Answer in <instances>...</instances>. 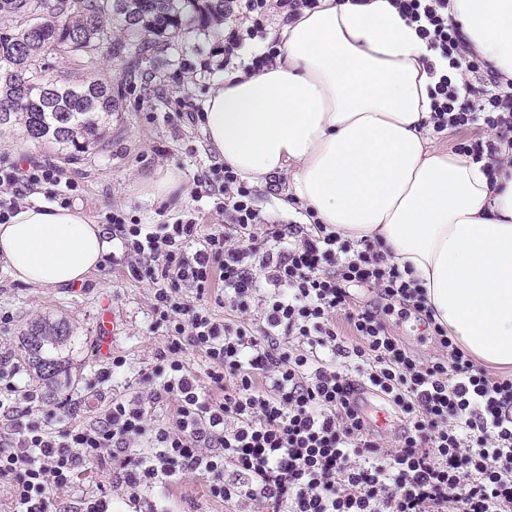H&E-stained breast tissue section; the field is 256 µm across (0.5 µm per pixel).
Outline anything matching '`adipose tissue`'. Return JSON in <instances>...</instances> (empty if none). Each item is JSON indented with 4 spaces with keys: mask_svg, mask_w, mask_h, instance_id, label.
<instances>
[{
    "mask_svg": "<svg viewBox=\"0 0 512 512\" xmlns=\"http://www.w3.org/2000/svg\"><path fill=\"white\" fill-rule=\"evenodd\" d=\"M452 11L475 52L512 79V0H453ZM448 71L393 0H319L282 26L273 65L211 89L202 129L250 183L291 170L301 207L347 238L382 242L413 267L450 336L509 367L512 166L488 182L481 164L425 136L429 89ZM111 251L104 227L74 207L27 203L0 224V264L25 284L82 282Z\"/></svg>",
    "mask_w": 512,
    "mask_h": 512,
    "instance_id": "1",
    "label": "adipose tissue"
}]
</instances>
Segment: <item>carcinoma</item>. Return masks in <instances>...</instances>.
Returning a JSON list of instances; mask_svg holds the SVG:
<instances>
[{
  "label": "carcinoma",
  "mask_w": 512,
  "mask_h": 512,
  "mask_svg": "<svg viewBox=\"0 0 512 512\" xmlns=\"http://www.w3.org/2000/svg\"><path fill=\"white\" fill-rule=\"evenodd\" d=\"M0 12L21 20L0 28V123L19 125L29 138L68 154L101 145L118 99L106 80L47 78L48 57L72 52L91 59L103 47L118 57H140L166 47L197 21L222 23L224 0H0ZM115 25L123 39L114 42ZM72 338L66 321L40 320L22 334L20 347L35 373L50 382L65 371Z\"/></svg>",
  "instance_id": "cac0c4a2"
}]
</instances>
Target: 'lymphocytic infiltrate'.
<instances>
[{
  "mask_svg": "<svg viewBox=\"0 0 512 512\" xmlns=\"http://www.w3.org/2000/svg\"><path fill=\"white\" fill-rule=\"evenodd\" d=\"M317 3L243 0L246 36L263 32L271 6L290 23ZM449 4L395 0L429 48L462 71L460 83L443 75L430 90L432 136L484 129L455 150L492 181L512 159V81L475 54ZM243 37L229 34L225 57ZM193 183L223 223H199L192 212L163 224L119 208L104 216L127 275L150 286L152 330L167 338L132 395L72 426L69 402L43 410L36 388L19 390L13 373L0 371V385L27 402L0 438V488L12 512H51L86 463L105 467L133 501L143 488L162 494L198 472L212 497L256 512H512V379L491 376L449 336L412 266L314 218L270 219L227 165ZM77 190L56 163L1 162L0 224L31 195L67 207ZM354 287L374 292L377 304L350 309ZM340 313L350 336L336 326ZM393 314L427 326L429 360L390 332ZM191 350L207 361L203 375L186 368ZM362 385L399 420L395 447L359 399ZM212 386L223 400L211 398Z\"/></svg>",
  "mask_w": 512,
  "mask_h": 512,
  "instance_id": "obj_1",
  "label": "lymphocytic infiltrate"
}]
</instances>
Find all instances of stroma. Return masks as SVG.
<instances>
[{
    "mask_svg": "<svg viewBox=\"0 0 512 512\" xmlns=\"http://www.w3.org/2000/svg\"><path fill=\"white\" fill-rule=\"evenodd\" d=\"M241 23L242 9L237 6L222 24L195 29L176 40L164 55L135 68L124 59L113 58L106 50L100 51L90 63L68 53L48 60L50 78L71 83L111 81L119 108L112 114L104 144L65 160L53 146L31 140L22 129L6 128L0 130V160L28 156L63 162L69 176L80 186L74 205L97 223L112 207L120 205L144 224L171 221L187 210L198 211L203 223H216L210 198L190 196L164 208L143 201L141 190L168 168H176L188 181L216 163L201 124L171 121L167 114L171 99L185 93L196 106H203L210 88L224 74V36ZM191 145L196 148L192 154L187 151ZM290 178V172L284 171L275 176L273 183L256 185L254 203L281 222L301 224L305 221L302 214L282 206ZM125 264V257L114 256L92 270L76 292L68 287L24 284L0 268V312L13 316L10 324L0 328V359L9 365L19 364L16 384L36 387L44 408L71 398L73 420L78 424L88 422L95 410L112 397L129 391L123 376L101 374L104 364L95 354L101 303H109L112 311V353L125 357L132 371L153 367L166 344L164 336L149 329L148 284L127 278L123 272ZM45 317L66 320L74 330L70 364L53 385L35 375L19 344L28 326ZM79 472L78 482L88 493L105 488L112 497L114 512H145L147 505L157 501L154 491L148 489L142 490L140 501H130L125 488L109 480L104 468L98 465H81ZM165 508L167 512L253 510L247 502L232 509L211 497L204 476L199 474L186 475L173 485Z\"/></svg>",
    "mask_w": 512,
    "mask_h": 512,
    "instance_id": "obj_1",
    "label": "stroma"
}]
</instances>
